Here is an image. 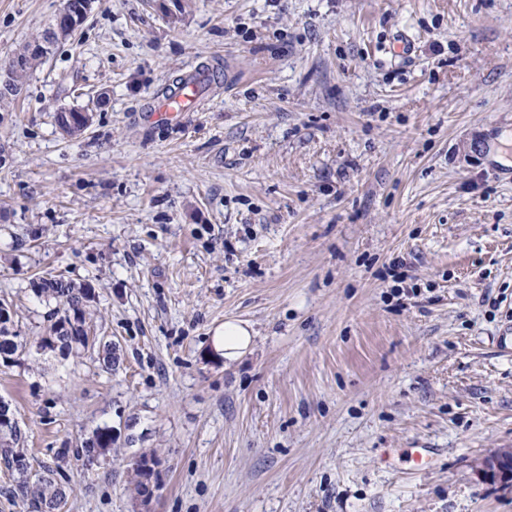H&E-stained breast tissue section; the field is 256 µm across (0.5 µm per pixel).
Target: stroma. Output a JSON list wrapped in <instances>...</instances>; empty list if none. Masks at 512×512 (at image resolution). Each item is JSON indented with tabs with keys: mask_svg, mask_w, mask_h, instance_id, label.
I'll return each mask as SVG.
<instances>
[{
	"mask_svg": "<svg viewBox=\"0 0 512 512\" xmlns=\"http://www.w3.org/2000/svg\"><path fill=\"white\" fill-rule=\"evenodd\" d=\"M63 4L0 0V70ZM0 145V303L34 338L36 278L90 288L114 356L0 363L31 462L72 460L63 512H512L481 473L512 448V0H94ZM194 97L185 94L184 89L176 88L169 96L157 104L153 110V116L158 121H168L182 112H190ZM89 118L81 109H61L56 113L55 122L63 134L73 137L87 128ZM217 347L223 349L224 359L235 360L248 348L251 333L248 328L238 322H225L224 330L217 334ZM112 449V430L99 428L85 441L81 458L84 465L94 464L101 456H105Z\"/></svg>",
	"mask_w": 512,
	"mask_h": 512,
	"instance_id": "obj_1",
	"label": "stroma"
}]
</instances>
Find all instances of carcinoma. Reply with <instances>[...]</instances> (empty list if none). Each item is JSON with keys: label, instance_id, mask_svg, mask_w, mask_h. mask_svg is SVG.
Listing matches in <instances>:
<instances>
[{"label": "carcinoma", "instance_id": "cac0c4a2", "mask_svg": "<svg viewBox=\"0 0 512 512\" xmlns=\"http://www.w3.org/2000/svg\"><path fill=\"white\" fill-rule=\"evenodd\" d=\"M74 33L73 29L52 37L45 38L47 47L44 52L34 56L27 68L16 73L13 77L16 91H21L23 79L40 60L52 54L59 43L67 40ZM89 117L81 109H62L56 113L55 122L60 131L67 136L81 134L87 128ZM38 293L54 299L63 306V315L55 320L49 327L50 338L57 341L61 348H88L86 342V314L87 304L91 300L88 289L79 288L71 283L54 276L42 279ZM25 346L16 341L5 323L0 321V358L14 359L23 354ZM11 413L7 403H0V460L5 468L11 470L13 476L12 487L8 492L19 498L28 509V512H58L65 492L56 481L54 475L70 465L67 451L58 454L56 467L44 470H34L33 464L20 447L22 432L4 422V418ZM112 449V430L99 428L85 441L81 458L84 465H91Z\"/></svg>", "mask_w": 512, "mask_h": 512}]
</instances>
